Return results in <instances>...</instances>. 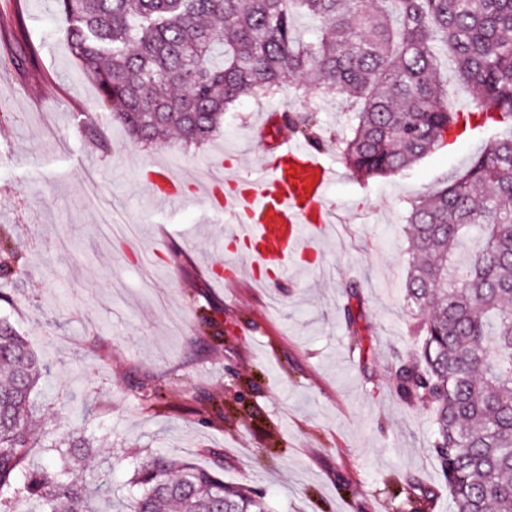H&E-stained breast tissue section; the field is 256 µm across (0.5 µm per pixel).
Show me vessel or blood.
<instances>
[{
    "label": "vessel or blood",
    "instance_id": "obj_1",
    "mask_svg": "<svg viewBox=\"0 0 512 512\" xmlns=\"http://www.w3.org/2000/svg\"><path fill=\"white\" fill-rule=\"evenodd\" d=\"M338 176L335 160L286 138L275 159L260 168L243 172L224 166L203 195L155 168L145 171L142 180L154 198L185 207L208 197L230 216L229 237L247 246L254 269L284 272L299 265L305 235L333 223L335 211L327 194Z\"/></svg>",
    "mask_w": 512,
    "mask_h": 512
}]
</instances>
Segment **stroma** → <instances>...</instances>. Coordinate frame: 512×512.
I'll return each mask as SVG.
<instances>
[{"label": "stroma", "instance_id": "1", "mask_svg": "<svg viewBox=\"0 0 512 512\" xmlns=\"http://www.w3.org/2000/svg\"><path fill=\"white\" fill-rule=\"evenodd\" d=\"M66 27L51 0H0V239L23 267L0 272V317L47 367L29 463L55 460L51 443L73 429L94 432L90 512H125L148 456L207 466L216 452L225 481L262 493L270 512H454L429 452L431 411L393 386L396 356L419 342L404 230L412 203L512 127L467 131L391 178L342 169L335 224L309 241L302 268L259 282L249 256L224 252L223 208L157 201L138 171L198 184L241 148L260 167L282 138L281 109L306 99L287 84L271 100L242 98L206 145L145 147L80 74ZM315 105L312 134L338 158L344 103ZM146 385L162 391L154 404Z\"/></svg>", "mask_w": 512, "mask_h": 512}]
</instances>
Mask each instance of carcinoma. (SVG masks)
<instances>
[{
	"label": "carcinoma",
	"mask_w": 512,
	"mask_h": 512,
	"mask_svg": "<svg viewBox=\"0 0 512 512\" xmlns=\"http://www.w3.org/2000/svg\"><path fill=\"white\" fill-rule=\"evenodd\" d=\"M81 73L135 142L169 129L198 145L245 96L275 97L291 82L310 99L343 97L336 140L358 177L394 176L457 128L512 125V0H54ZM313 16L321 36L297 37ZM452 57L474 111L452 110L436 77ZM281 121L308 134L309 116ZM407 301L418 353L395 361V390L433 408L430 452L455 512H512V136L474 157L454 183L414 204ZM0 512H84L81 457L92 437L52 445L59 462L33 468L31 393L43 365L0 320ZM128 512H268L264 496L224 482V461L199 467L155 455L137 467Z\"/></svg>",
	"instance_id": "cac0c4a2"
}]
</instances>
